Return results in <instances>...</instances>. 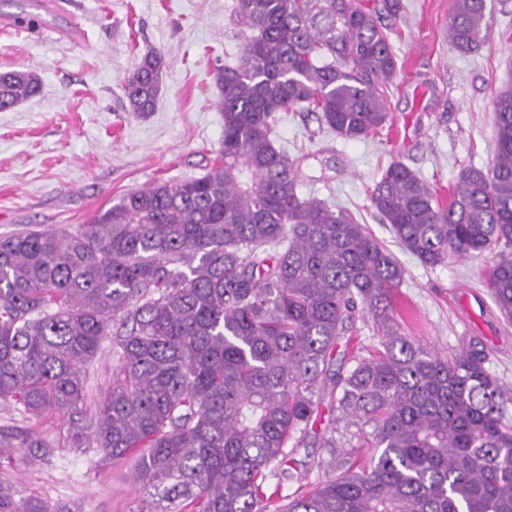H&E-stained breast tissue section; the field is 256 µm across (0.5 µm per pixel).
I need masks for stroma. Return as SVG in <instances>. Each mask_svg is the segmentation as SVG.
<instances>
[{
	"instance_id": "1",
	"label": "stroma",
	"mask_w": 512,
	"mask_h": 512,
	"mask_svg": "<svg viewBox=\"0 0 512 512\" xmlns=\"http://www.w3.org/2000/svg\"><path fill=\"white\" fill-rule=\"evenodd\" d=\"M392 26L400 71L388 94L391 119L375 138L344 140L319 132L314 113L291 114L277 143L302 156L300 195L343 206L368 225L405 269L397 291L408 335L441 353L473 342L488 368L512 386V322L483 278L494 256L423 265L398 249L377 219L370 191L392 160L417 171L441 201L462 169L486 168L495 137L493 97L512 79V0H488L492 34L461 54L448 41L453 0H366ZM233 0H82L75 35L65 17L35 0H0V72L35 70L39 93L0 111V237L26 229L77 230L128 191L202 175L220 146L216 70L236 62L242 34ZM38 15L53 29L40 41L11 26ZM165 62L154 111H130L124 93L143 53ZM134 459L99 469L94 454L57 449L28 465L0 459V483L14 500L36 495L73 512H134Z\"/></svg>"
}]
</instances>
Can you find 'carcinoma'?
<instances>
[{"label": "carcinoma", "instance_id": "carcinoma-1", "mask_svg": "<svg viewBox=\"0 0 512 512\" xmlns=\"http://www.w3.org/2000/svg\"><path fill=\"white\" fill-rule=\"evenodd\" d=\"M231 16L242 55L217 70L224 137L203 176L127 192L74 232L0 237V402L66 420L60 442L1 427L0 454L44 463L63 442L105 466L133 457L136 512H512V387L484 349L444 356L404 333L399 260L348 210L300 196V161L272 138L282 112L347 140L383 129L390 31L363 0H235ZM490 31L487 0H454L457 52ZM163 68L140 57L130 111H153ZM39 90L33 70L0 73V110ZM494 112L492 165L462 170L448 204L401 161L370 202L426 266L495 254L485 283L512 321L511 84ZM366 317L378 345L336 358ZM106 339L111 378L89 415ZM312 436L326 477L307 489L294 454ZM0 512L73 510L0 488ZM112 368V354L110 351V343L108 340L104 341L101 345L100 353L97 360L90 369L87 387L90 394V399L87 404V412L91 414L94 409L93 397L97 394L98 390L105 386L111 377Z\"/></svg>", "mask_w": 512, "mask_h": 512}]
</instances>
